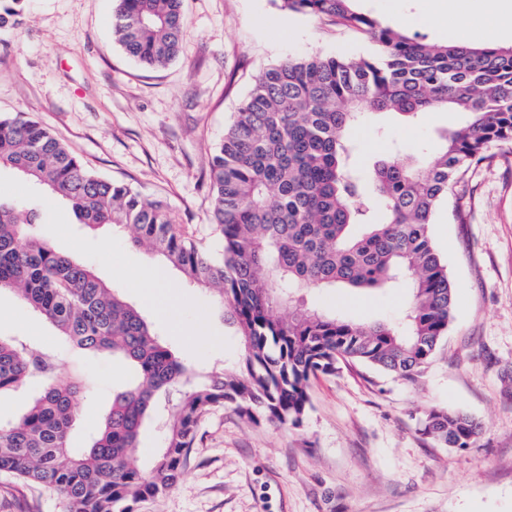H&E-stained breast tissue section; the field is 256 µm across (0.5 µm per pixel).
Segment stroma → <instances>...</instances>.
Returning a JSON list of instances; mask_svg holds the SVG:
<instances>
[{
  "mask_svg": "<svg viewBox=\"0 0 512 512\" xmlns=\"http://www.w3.org/2000/svg\"><path fill=\"white\" fill-rule=\"evenodd\" d=\"M359 7L385 21L404 13L414 19L409 34L447 42L426 20L430 0ZM116 9L117 0H23L17 24L0 28V116L37 119L100 176L165 199L176 224L218 256L207 174L254 78L290 56H366L373 46L333 19L290 13L272 0H184L178 57L148 68L115 42ZM463 121L458 112H435L415 124L393 116L385 123L409 150L430 154L439 130ZM489 151L492 162L468 169L430 226L454 306L418 381L343 364L311 378L300 424L254 422L231 405L210 410L176 482L138 512H512V147ZM0 198L37 200L41 236L116 285L176 355L200 369L242 364L236 329L209 291L168 268L162 300L127 288L125 272L154 258L132 248L124 229L88 232L70 206L7 168ZM408 297L404 283L294 293L305 307L360 322L396 320ZM0 336L56 350L66 372L92 380L73 435L74 447H87L113 390L129 378L126 368L67 344L7 290ZM433 406L475 418L480 437L457 450L423 435L420 421ZM0 512H65V503L0 474Z\"/></svg>",
  "mask_w": 512,
  "mask_h": 512,
  "instance_id": "35a3bbf8",
  "label": "stroma"
}]
</instances>
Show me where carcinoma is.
<instances>
[{
    "instance_id": "obj_1",
    "label": "carcinoma",
    "mask_w": 512,
    "mask_h": 512,
    "mask_svg": "<svg viewBox=\"0 0 512 512\" xmlns=\"http://www.w3.org/2000/svg\"><path fill=\"white\" fill-rule=\"evenodd\" d=\"M328 17L370 40L368 56H290L262 70L209 171L218 259L175 224L167 203L90 170L39 121L0 117V166L67 203L91 228L128 226L190 284L208 288L237 327L245 359L197 373L167 349L142 315L76 256L41 238L37 209L0 200V290L51 325L68 344L107 354L136 378L113 391L89 446L76 448L78 377L18 337H0V394L33 380L42 391L0 424V473L59 495L66 512H133L181 473L199 419L230 404L248 419L297 425L310 409V378L362 364L414 382L446 334L453 284L430 224L472 165L494 143L512 145V48L433 45L356 7L357 0H273ZM182 0H118L114 34L150 68L172 61L185 33ZM463 112L466 125L440 134L429 162L395 140L385 156L358 163L352 130L395 114L415 123ZM405 281L410 299L395 322L359 324L317 309L284 315L296 289L378 290ZM162 444L151 466L137 448L147 419ZM422 434L469 447L471 417L432 408Z\"/></svg>"
}]
</instances>
